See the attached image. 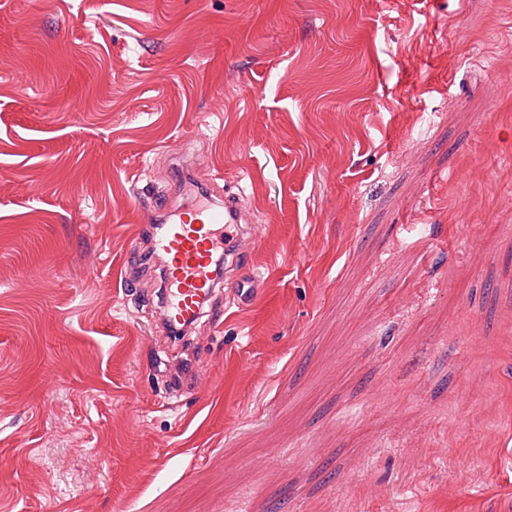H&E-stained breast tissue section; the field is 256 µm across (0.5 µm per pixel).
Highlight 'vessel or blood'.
<instances>
[{
    "label": "vessel or blood",
    "mask_w": 512,
    "mask_h": 512,
    "mask_svg": "<svg viewBox=\"0 0 512 512\" xmlns=\"http://www.w3.org/2000/svg\"><path fill=\"white\" fill-rule=\"evenodd\" d=\"M156 246L165 258L162 276L164 319L168 326L195 322L212 298L220 277L214 259L220 245L238 242L240 214L235 197L205 206L185 207L178 220L154 225ZM264 274L238 278L228 307L253 303L265 285Z\"/></svg>",
    "instance_id": "vessel-or-blood-1"
}]
</instances>
